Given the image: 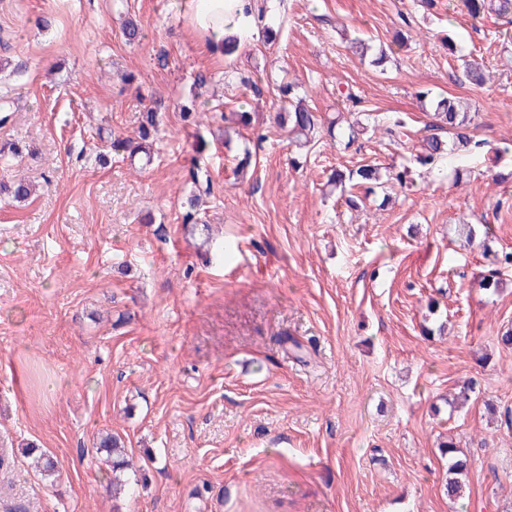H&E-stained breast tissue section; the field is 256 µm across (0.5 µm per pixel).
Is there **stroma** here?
<instances>
[{
  "mask_svg": "<svg viewBox=\"0 0 512 512\" xmlns=\"http://www.w3.org/2000/svg\"><path fill=\"white\" fill-rule=\"evenodd\" d=\"M266 6L275 41L214 61L172 0H0V58L28 62L0 73L19 102L0 141L31 151L0 180L37 185L25 203L0 196V512H512V348L497 342L512 330V153L492 151L512 144V21L472 20L461 0ZM292 79L326 122L398 113L416 131L419 89L464 98L483 147L462 179L420 169L349 207L332 171L403 153L378 134L291 143L273 118ZM190 101L199 122L181 117ZM243 104L252 127L224 140L206 110ZM152 106L151 162L100 164V137L134 135ZM196 160L214 193L187 226ZM492 269L497 293L473 286ZM108 433L139 467L117 499L99 471ZM448 440L470 461L455 500ZM29 446L59 476L30 469Z\"/></svg>",
  "mask_w": 512,
  "mask_h": 512,
  "instance_id": "stroma-1",
  "label": "stroma"
}]
</instances>
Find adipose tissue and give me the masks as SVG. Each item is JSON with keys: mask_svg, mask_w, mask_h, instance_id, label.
Listing matches in <instances>:
<instances>
[{"mask_svg": "<svg viewBox=\"0 0 512 512\" xmlns=\"http://www.w3.org/2000/svg\"><path fill=\"white\" fill-rule=\"evenodd\" d=\"M174 5L197 36L200 54L220 60L224 39L249 42L256 30L255 0H174Z\"/></svg>", "mask_w": 512, "mask_h": 512, "instance_id": "adipose-tissue-1", "label": "adipose tissue"}]
</instances>
